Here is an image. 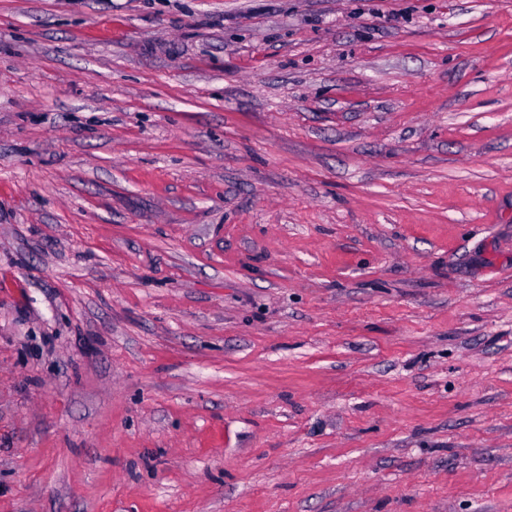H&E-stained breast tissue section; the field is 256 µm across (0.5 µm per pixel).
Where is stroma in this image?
Instances as JSON below:
<instances>
[{
    "mask_svg": "<svg viewBox=\"0 0 512 512\" xmlns=\"http://www.w3.org/2000/svg\"><path fill=\"white\" fill-rule=\"evenodd\" d=\"M0 512H512V0H0Z\"/></svg>",
    "mask_w": 512,
    "mask_h": 512,
    "instance_id": "1",
    "label": "stroma"
}]
</instances>
